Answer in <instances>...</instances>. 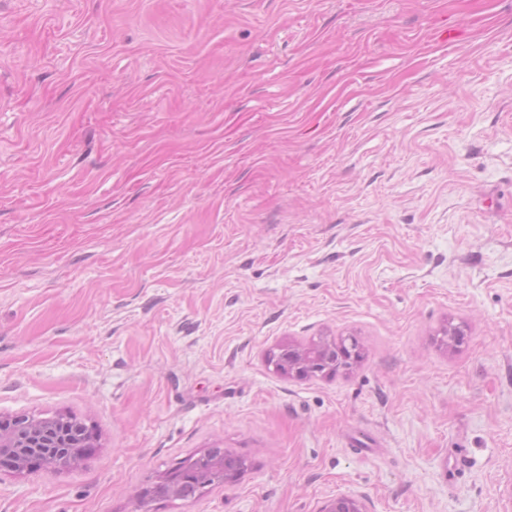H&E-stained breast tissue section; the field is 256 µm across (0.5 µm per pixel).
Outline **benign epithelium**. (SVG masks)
<instances>
[{"label":"benign epithelium","mask_w":512,"mask_h":512,"mask_svg":"<svg viewBox=\"0 0 512 512\" xmlns=\"http://www.w3.org/2000/svg\"><path fill=\"white\" fill-rule=\"evenodd\" d=\"M320 345L314 344L305 349L292 346L281 349L279 359L286 363V372L297 374H333L341 367H348L360 358L359 346L355 341H342L330 346L326 356L319 358ZM76 433L69 426L66 418H56L49 423L26 414L16 415L10 419H0V471L13 473H30L36 460L54 459L61 467L77 465L81 457L71 453L76 446ZM232 454L228 452L212 453L207 451L200 455V464L196 470L199 482L207 483L216 477L235 480L247 470L248 465L229 475H224ZM181 486L172 478L164 475L154 486L143 489L139 495L141 506L151 502L156 494L168 498L179 495ZM325 512H365L363 504L352 497L340 496L332 500Z\"/></svg>","instance_id":"7a95c632"}]
</instances>
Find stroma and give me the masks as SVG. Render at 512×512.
<instances>
[{
  "mask_svg": "<svg viewBox=\"0 0 512 512\" xmlns=\"http://www.w3.org/2000/svg\"><path fill=\"white\" fill-rule=\"evenodd\" d=\"M355 337L333 375L285 345ZM0 512H512V0H0ZM320 350V344L305 349L289 345L281 349L278 359L286 363V372H295L294 374L300 377L297 374H335L339 368L348 367L360 358L359 346L353 339L348 344L341 341L336 345H330L322 360H319ZM313 361L318 364H312ZM66 418L49 423L26 414L0 419V471L30 473L34 460L55 459L59 467L77 465L81 456L73 455L76 433ZM237 457L233 454H230L226 451L221 453H212L210 450H207L205 453L198 457L200 459V464L198 469L196 470V477L201 483H208L211 479H215L216 477H221V483L223 482L224 475V466H226L231 457ZM156 491L165 497L177 498L181 486L172 478V474L169 472L156 485L147 487L139 493L138 498L141 506L144 507L151 502L156 497Z\"/></svg>",
  "mask_w": 512,
  "mask_h": 512,
  "instance_id": "1",
  "label": "stroma"
}]
</instances>
